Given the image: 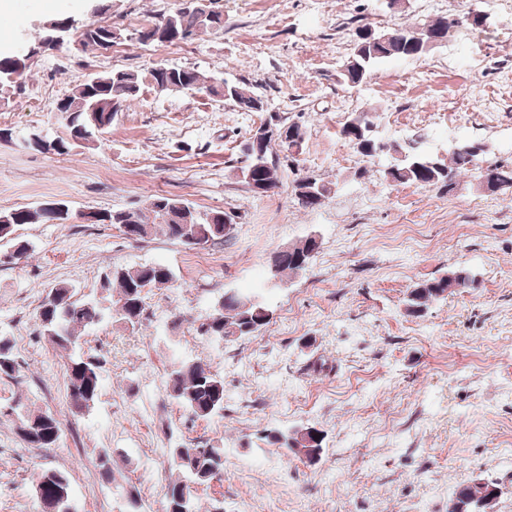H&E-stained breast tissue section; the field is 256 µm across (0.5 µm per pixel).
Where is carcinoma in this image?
<instances>
[{
	"instance_id": "obj_1",
	"label": "carcinoma",
	"mask_w": 512,
	"mask_h": 512,
	"mask_svg": "<svg viewBox=\"0 0 512 512\" xmlns=\"http://www.w3.org/2000/svg\"><path fill=\"white\" fill-rule=\"evenodd\" d=\"M213 0H190L187 7H179L168 15L155 17L141 28L138 41L142 44H177L194 40L207 31L224 28L221 12L213 9ZM73 29L75 20L61 15L43 21L42 35L33 50H41L51 29L58 23ZM451 25L448 18H440L433 23L413 29L417 47L403 49L396 43L376 44L367 41L355 42L352 57L344 66L342 77L347 84H360L371 76L376 64L393 58H419L426 54V46L438 31ZM81 49L98 51L103 42L111 43L121 38V33L107 25L87 24L81 27ZM14 49L0 47V102L9 103L11 97L25 90V85L10 80L15 71ZM150 84L158 92H182L190 95L215 93L216 84L207 81L194 69L169 67L156 64L148 71ZM143 85L142 76L135 71H105L90 73L80 80L67 96V106L61 110V119L67 135L57 137L54 153L68 155L82 143H90L89 136L95 135L93 119H99L105 128L112 126V119L122 105L130 103L140 96ZM220 97L232 100L246 112L259 111V96L239 85L223 83ZM370 117L363 113L340 131L363 157L374 158L388 155L392 161L384 170L385 177L398 185H436L446 192L455 190L457 177L472 174L476 179H484L499 189L512 188V167L490 164L478 165V161L487 153L486 145L477 140L457 142L448 150V162L421 151L419 140L411 138L403 143H384L375 138H358L349 127L367 128ZM296 139L288 144L273 141L266 149V160L257 162L252 169L253 180L257 184L274 189L278 185L277 171L281 164L280 153L288 152L293 156V147L304 141L303 127L292 123ZM313 190L316 194L307 201H300L305 208H317L329 199L332 192L330 184L314 179ZM123 214L121 210L110 211L112 226L126 237L144 240L154 235H164L169 239L182 241L183 235L178 226L188 224L199 228L205 243L221 241L230 235L222 216L226 212L211 210L198 213L185 202L159 195L152 199L149 208L131 210L133 221L123 224L115 217ZM58 220L54 213L39 208H15L0 211V240L14 242L16 258H27L33 251L27 241L15 237L17 227L22 224L52 223ZM184 242V241H182ZM193 248L195 244L184 242ZM278 272L298 274L305 270L307 261L287 253L277 257ZM173 279V272L164 263L141 264L132 267H114L104 274L101 288L116 291L117 298L110 306L103 308L95 299H80L77 289L69 284L52 287L38 308L40 334L52 344L69 352L64 364L68 389L69 411L74 416L88 412L98 401L102 389L106 359L87 347L86 336L106 321L117 319L133 331L143 325L146 312L147 289L165 286ZM475 279L466 268H459L451 275L418 282L409 289L405 299V310L411 316H420L429 304L446 298L448 289L456 286L470 288ZM267 306L253 302L251 296L236 293L232 296H220L214 304L211 314L197 327L201 336L218 337L229 340L234 330L248 325L240 336H251L267 325L263 311ZM19 363L14 353L13 341L0 336V378H17ZM167 387L169 396L195 419H208L224 410V378L200 362H182L175 364L168 373ZM16 416L17 429L23 440L31 448H51L56 445L62 428L61 422L50 411H30L21 400L12 407ZM269 443L286 449L299 456L301 449L295 447V438L290 433L272 432L267 435ZM120 454L116 448H104L99 452V468L102 479L110 483L114 479L112 464L114 456ZM168 461L176 476L170 480L166 492L165 512H200L196 492L198 488L210 487L214 480L224 476V449L210 446L201 441L188 448L167 449ZM497 484L477 478L468 484L459 486L448 504V512H488L492 509L497 494ZM34 492L42 505V512H71L72 484L71 475L65 470L54 467H42L35 474Z\"/></svg>"
}]
</instances>
